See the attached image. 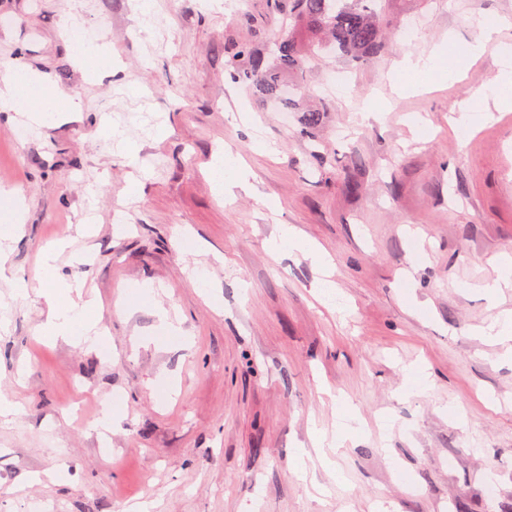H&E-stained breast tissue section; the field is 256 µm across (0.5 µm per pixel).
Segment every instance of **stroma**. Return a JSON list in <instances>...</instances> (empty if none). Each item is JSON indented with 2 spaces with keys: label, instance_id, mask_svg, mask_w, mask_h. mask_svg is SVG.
I'll return each instance as SVG.
<instances>
[{
  "label": "stroma",
  "instance_id": "1",
  "mask_svg": "<svg viewBox=\"0 0 512 512\" xmlns=\"http://www.w3.org/2000/svg\"><path fill=\"white\" fill-rule=\"evenodd\" d=\"M230 2L156 0L147 25L135 0H0L12 20L0 65L23 59L83 102L20 141L0 112V188L26 204L0 271V390L20 404L0 423V512H512V339L475 334L512 310V287L483 290L512 255V112L469 140L448 130L495 60L353 120L358 102L389 95L404 54L472 40L473 19H512V0H385L413 39L363 65L308 61L309 99L331 107L310 130L225 74L229 46L265 49L285 26L267 21V0ZM81 13L108 49L90 76L61 31ZM331 72L341 82L323 88ZM106 121L139 145L140 168L105 140ZM225 146L251 188L222 200L205 165ZM283 224L329 255V295L304 251L270 255ZM62 239L59 272L83 283L104 332L94 349L38 334L40 251ZM18 280L28 293L14 299ZM107 404L124 420L102 432ZM341 414L358 426L329 471L314 429Z\"/></svg>",
  "mask_w": 512,
  "mask_h": 512
}]
</instances>
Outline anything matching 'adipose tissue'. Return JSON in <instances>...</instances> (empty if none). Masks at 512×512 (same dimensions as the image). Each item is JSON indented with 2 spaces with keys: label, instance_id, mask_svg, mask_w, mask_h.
I'll list each match as a JSON object with an SVG mask.
<instances>
[{
  "label": "adipose tissue",
  "instance_id": "obj_1",
  "mask_svg": "<svg viewBox=\"0 0 512 512\" xmlns=\"http://www.w3.org/2000/svg\"><path fill=\"white\" fill-rule=\"evenodd\" d=\"M507 23L504 17L480 20L478 38L456 45L457 50L471 63L485 53H492L498 74L494 82L475 83L472 103L461 106L458 114L449 115L448 122L454 130L475 133L478 125L472 115L476 112L492 109L512 111V43L497 38L500 29ZM398 67L402 70L430 71L442 81L464 76L463 71L449 68L448 50L443 43L434 45L425 53L403 56ZM81 110L77 96L50 87L48 78L36 70L10 64L6 66L4 75L0 76V112L22 113L27 118L26 129L53 126L74 118ZM209 168L216 196H228L235 186L244 189L249 186L248 172L232 152L215 151ZM42 269L48 278V315L40 326L42 336L51 341L62 339L76 345L98 347L102 334L92 314V304L75 300L71 284L57 271L54 250L49 249L44 253Z\"/></svg>",
  "mask_w": 512,
  "mask_h": 512
}]
</instances>
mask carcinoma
<instances>
[{
  "label": "carcinoma",
  "instance_id": "cac0c4a2",
  "mask_svg": "<svg viewBox=\"0 0 512 512\" xmlns=\"http://www.w3.org/2000/svg\"><path fill=\"white\" fill-rule=\"evenodd\" d=\"M378 0H269L271 12L291 21L288 32L270 53L251 43L232 45L224 71L234 83L244 84L259 99L279 103L284 109L304 112L313 126L320 108H300L288 96V78L303 69L306 58L331 50L358 63L377 59L385 45V29L377 13Z\"/></svg>",
  "mask_w": 512,
  "mask_h": 512
}]
</instances>
